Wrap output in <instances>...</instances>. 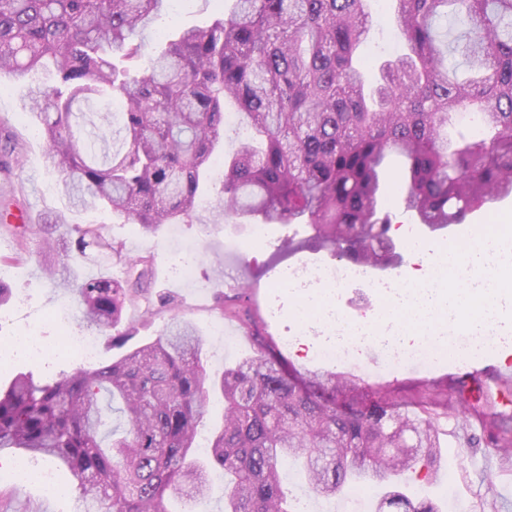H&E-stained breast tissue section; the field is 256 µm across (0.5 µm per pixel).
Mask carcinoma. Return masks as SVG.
<instances>
[{
	"instance_id": "cac0c4a2",
	"label": "carcinoma",
	"mask_w": 512,
	"mask_h": 512,
	"mask_svg": "<svg viewBox=\"0 0 512 512\" xmlns=\"http://www.w3.org/2000/svg\"><path fill=\"white\" fill-rule=\"evenodd\" d=\"M170 0H0V75L42 71L27 94L47 164L75 210L100 208L150 233L189 224L199 191L224 163L217 201L263 224L310 229L293 250L333 252L359 266L394 264L380 215L383 160L404 158V208L428 228L460 224L489 197L512 191V0H392L407 53L386 60L370 84L357 56L371 29L368 0H234L228 13L175 37L143 34ZM476 76L460 79L448 58ZM147 58L143 68L133 64ZM246 131L229 156L224 101ZM474 114L487 134L448 148V115ZM22 153L0 137V172ZM43 245L76 263L104 255L136 275L58 283L82 318L112 337L126 305L149 286L150 260H131L97 224L45 220ZM220 315L259 335L248 300L217 297ZM206 340L184 319L95 369L50 384L17 375L0 390V452L63 462L94 512H167L169 496L194 506L209 466L206 441L228 475L224 512H292L282 469L302 465L311 492L335 498L353 479L383 487L377 512H439L398 490L401 476L432 470L439 424L476 415L486 447L512 466V423L495 398L474 399L446 381L405 392L340 374L300 371L276 347L219 376ZM224 401L222 426L201 436L209 394Z\"/></svg>"
}]
</instances>
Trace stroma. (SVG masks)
<instances>
[{"mask_svg":"<svg viewBox=\"0 0 512 512\" xmlns=\"http://www.w3.org/2000/svg\"><path fill=\"white\" fill-rule=\"evenodd\" d=\"M223 9L222 0H174L167 22L169 31L208 23ZM374 27L361 54L364 70L377 77L381 61L395 58L403 52L401 33L390 17L388 0H371ZM29 82L4 74L0 76V130L10 133L23 145V155L12 177L0 175V198L15 195L28 209L32 223L53 212L65 210L67 200L58 189V174L45 165L44 144L33 126L22 116V104ZM400 161L387 168L382 195L383 209L395 225L394 238L404 264L393 269L391 276L408 281L422 270L424 260L413 256L408 238L402 228L414 225L415 220L403 208ZM512 225V198L491 211L470 214L457 225L455 235L447 231L420 232V239L444 244L448 239L463 243L479 229L488 228L489 218ZM74 224H100L106 236L122 241L131 258L153 256L152 285L138 300L128 303L124 323L132 333L124 344H113L108 334H100L99 349L92 358L75 353L40 361L29 354H8L0 358V387L6 386L17 374L32 375L41 384L79 368H97L118 358L127 350L152 340L171 316L192 321L206 339L207 369L221 374L225 367L246 356L255 355L258 347L252 337L243 334L237 321L220 319L216 310L217 294L234 298L247 292L250 302L262 318L261 331L273 340L282 356L298 369L333 372L337 365L321 353L323 337L301 335V321L295 312L305 303V296L289 288L274 287L279 271L300 264L332 265L336 256L327 250H289L291 236L306 237L305 228L285 224H269L262 240H254L253 218L222 216L212 206L199 209L193 223L167 224L157 233L148 234L135 224H125L111 213L88 209L70 214ZM196 245L198 265L196 279L189 282L173 276L169 257L180 251L182 244ZM27 247L29 256L18 261L14 255L19 247ZM57 253L41 247V237L33 233L26 244H19L12 229L0 225V286L7 288L8 297L0 303V342L9 343L15 336L32 331L41 341L54 342L59 330L51 318L55 307L68 296L55 288L45 277L47 266L58 264ZM237 267L240 279L228 274V267ZM318 302L337 305L352 318L387 328L384 306L375 300L371 289H324L317 293ZM223 327V339H216L215 327ZM456 454L463 456L465 466L451 470L449 479L435 482L421 474H407L405 491L409 496H426L440 512H506L505 500L511 492L501 488L498 460L495 454L482 447L459 445ZM30 465L49 469L52 484L35 482L16 484L0 481V512H79L81 500L77 481L61 462L33 457Z\"/></svg>","mask_w":512,"mask_h":512,"instance_id":"stroma-1","label":"stroma"}]
</instances>
